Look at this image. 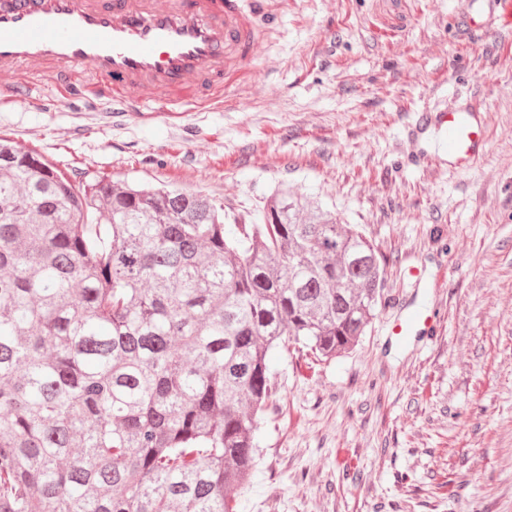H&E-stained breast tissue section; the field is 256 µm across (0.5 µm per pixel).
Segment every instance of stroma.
<instances>
[{"label": "stroma", "mask_w": 512, "mask_h": 512, "mask_svg": "<svg viewBox=\"0 0 512 512\" xmlns=\"http://www.w3.org/2000/svg\"><path fill=\"white\" fill-rule=\"evenodd\" d=\"M472 0H284L251 83L221 109L113 117L39 97L0 103V137L68 173L199 191L250 221L279 184L361 225L388 258L359 344L274 359L276 410L238 512H512V29ZM475 97L473 167L426 162L418 109ZM421 307L424 333L392 327Z\"/></svg>", "instance_id": "35a3bbf8"}]
</instances>
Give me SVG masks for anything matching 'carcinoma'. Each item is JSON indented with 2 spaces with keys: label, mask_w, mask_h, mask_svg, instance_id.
<instances>
[{
  "label": "carcinoma",
  "mask_w": 512,
  "mask_h": 512,
  "mask_svg": "<svg viewBox=\"0 0 512 512\" xmlns=\"http://www.w3.org/2000/svg\"><path fill=\"white\" fill-rule=\"evenodd\" d=\"M385 271L286 184L226 224L200 192L89 184L0 138V512H233L276 349L352 350Z\"/></svg>",
  "instance_id": "1"
}]
</instances>
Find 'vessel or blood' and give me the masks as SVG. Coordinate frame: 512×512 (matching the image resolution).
<instances>
[{"label": "vessel or blood", "mask_w": 512, "mask_h": 512, "mask_svg": "<svg viewBox=\"0 0 512 512\" xmlns=\"http://www.w3.org/2000/svg\"><path fill=\"white\" fill-rule=\"evenodd\" d=\"M277 22L268 0H0V100L32 98L34 76L49 70L56 98L104 92L121 115L149 101L220 108ZM416 125L441 133L458 166L477 160L485 129L475 106L424 107Z\"/></svg>", "instance_id": "b4317fda"}]
</instances>
